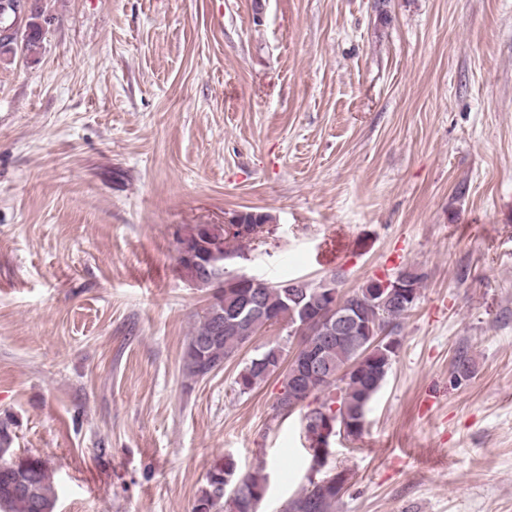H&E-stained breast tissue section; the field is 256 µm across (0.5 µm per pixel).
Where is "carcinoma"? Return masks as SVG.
Here are the masks:
<instances>
[{"label":"carcinoma","instance_id":"1","mask_svg":"<svg viewBox=\"0 0 512 512\" xmlns=\"http://www.w3.org/2000/svg\"><path fill=\"white\" fill-rule=\"evenodd\" d=\"M39 12L28 16L22 38L16 32L0 33V60L16 56L21 51L34 55L40 48L42 27L37 19ZM183 241L187 242L185 258L178 261L184 276L194 284L211 290L210 302L200 317L198 325L189 336L184 353V370L191 379H203L224 367V362L234 357L264 322L284 323L293 329L308 324L300 344V354L294 361L296 368L283 375L284 397L275 407L278 414L288 416L295 411L329 414L339 418L335 430H345L351 437L362 435L365 416L372 398L381 389L396 352L385 347L375 350L361 362H356L363 337L348 336L339 342L308 344V332L316 326L314 318L326 307L324 293L334 291L339 299L359 311L365 318L378 322L380 331H396L399 321L416 306L422 276L412 268L399 270L413 285V298L386 291L376 295L371 291L373 281L342 292V279L334 275L318 282L301 278L269 283L262 279L242 288L224 287V250L244 255L254 242L247 235H229L222 224H194L184 229ZM299 285V300L288 297V285ZM258 293L261 300L256 308L246 309L233 328L224 327V305L236 306L244 299ZM282 348L271 345L253 357L238 372L235 385L241 394L253 391L260 381L280 373ZM312 353L330 367L331 374H318L304 368L302 360ZM16 422L6 417L0 419V448H13ZM267 487L263 468L240 472L234 461L226 459L215 464L207 475L206 487L196 500L193 512H215L220 503L227 512H259ZM342 494L336 487L319 480L309 482L301 493L288 501L283 512H336V503ZM56 493L53 473L47 462L39 457L22 456L20 462H7L0 466V512H53Z\"/></svg>","mask_w":512,"mask_h":512}]
</instances>
